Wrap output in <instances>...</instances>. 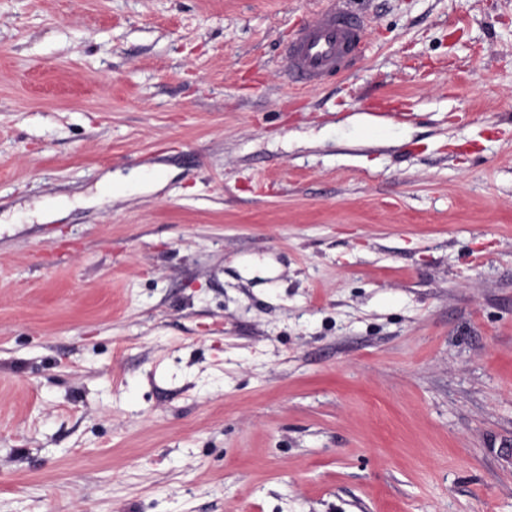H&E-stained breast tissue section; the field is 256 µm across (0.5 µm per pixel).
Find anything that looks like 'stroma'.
Segmentation results:
<instances>
[{"mask_svg": "<svg viewBox=\"0 0 512 512\" xmlns=\"http://www.w3.org/2000/svg\"><path fill=\"white\" fill-rule=\"evenodd\" d=\"M324 3L0 0V512H512V0ZM370 27V19L352 12L348 0H326L283 46L292 86L317 87L328 77L348 71L364 58Z\"/></svg>", "mask_w": 512, "mask_h": 512, "instance_id": "1", "label": "stroma"}]
</instances>
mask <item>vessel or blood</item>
I'll return each mask as SVG.
<instances>
[{
	"label": "vessel or blood",
	"instance_id": "b4317fda",
	"mask_svg": "<svg viewBox=\"0 0 512 512\" xmlns=\"http://www.w3.org/2000/svg\"><path fill=\"white\" fill-rule=\"evenodd\" d=\"M370 26L369 18L350 10L348 0H325L324 7L283 46L292 86L316 87L349 70L365 56Z\"/></svg>",
	"mask_w": 512,
	"mask_h": 512
}]
</instances>
